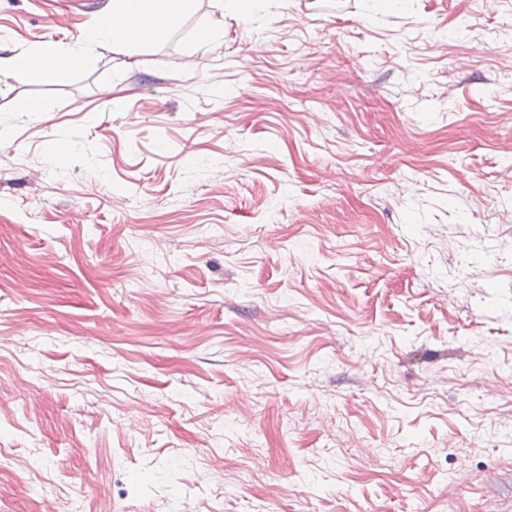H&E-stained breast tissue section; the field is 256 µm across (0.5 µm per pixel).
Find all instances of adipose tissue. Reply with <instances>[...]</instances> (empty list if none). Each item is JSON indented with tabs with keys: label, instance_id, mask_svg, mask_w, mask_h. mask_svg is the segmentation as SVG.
Segmentation results:
<instances>
[{
	"label": "adipose tissue",
	"instance_id": "obj_1",
	"mask_svg": "<svg viewBox=\"0 0 512 512\" xmlns=\"http://www.w3.org/2000/svg\"><path fill=\"white\" fill-rule=\"evenodd\" d=\"M193 3L194 0H112L109 18L90 22L81 44L65 46L47 40L29 54L2 56L0 74L27 70L47 81H64L86 64L88 57L81 49L85 43H109L127 56H136L156 34L180 28Z\"/></svg>",
	"mask_w": 512,
	"mask_h": 512
}]
</instances>
